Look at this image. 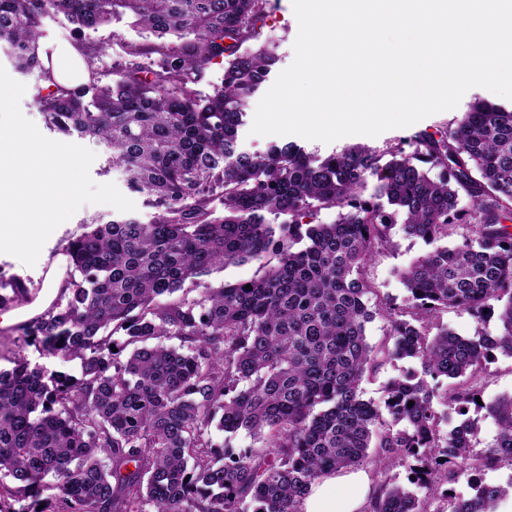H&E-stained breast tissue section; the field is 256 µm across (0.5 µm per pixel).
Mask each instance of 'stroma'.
Returning a JSON list of instances; mask_svg holds the SVG:
<instances>
[{"mask_svg":"<svg viewBox=\"0 0 512 512\" xmlns=\"http://www.w3.org/2000/svg\"><path fill=\"white\" fill-rule=\"evenodd\" d=\"M298 33V22L295 17L292 0H267L264 21L259 30L260 41L277 43L279 61L277 70H284L293 61V44ZM87 42L101 44L105 53L100 59L101 65L128 64L129 49L134 45H148L154 38L149 33L130 26L127 21H115L95 31H87ZM495 101L494 93L475 87L468 90L462 97L457 108L430 115L412 126L391 129L376 137L362 135L348 136L326 144L316 140L304 141L307 151L327 155L344 146L363 144L372 148L383 149L399 146L404 151H412V138L418 132H436L460 113L466 112L474 98ZM84 147L96 154L90 167V176L95 183L115 184L121 192L127 193L136 208L133 215L140 222H150L156 215V208L148 204L145 196L130 191L127 175L123 170L112 169L107 165L106 149L91 139H84ZM113 207L104 204H86L80 207L65 223L61 224L44 244L40 256L34 266L23 265L9 254L0 253V283L5 285L21 284L28 288L29 294L6 307L5 317L0 318V367H9L17 357H25L30 363L44 364L48 368L77 373L76 363L59 358L44 359L40 351L32 346L24 345L18 327L26 319L41 312L54 298L51 280L64 277L66 257L63 249L68 240L83 231L85 223L92 219L111 220ZM392 244L377 253L365 267L363 274L370 282L372 290L368 295L370 303L387 305H404L408 293L400 278L402 270L409 267L418 258L430 252L431 247L422 240L408 236L401 225H394L391 231ZM366 339L378 352L375 364L363 376L360 391L363 399L382 401L385 390L394 378L404 372L418 369L415 360H394L387 356L386 350L392 345L389 327L383 318H375L366 327ZM480 387L483 401L512 394V357L494 353L484 365L480 374Z\"/></svg>","mask_w":512,"mask_h":512,"instance_id":"1","label":"stroma"}]
</instances>
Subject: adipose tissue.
I'll return each mask as SVG.
<instances>
[{
	"label": "adipose tissue",
	"instance_id": "1",
	"mask_svg": "<svg viewBox=\"0 0 512 512\" xmlns=\"http://www.w3.org/2000/svg\"><path fill=\"white\" fill-rule=\"evenodd\" d=\"M53 79L73 88L87 80L88 61L75 46H57L46 63ZM371 493L362 472L332 473L317 480L301 504L302 512H361Z\"/></svg>",
	"mask_w": 512,
	"mask_h": 512
}]
</instances>
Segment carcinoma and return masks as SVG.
Instances as JSON below:
<instances>
[{
	"label": "carcinoma",
	"mask_w": 512,
	"mask_h": 512,
	"mask_svg": "<svg viewBox=\"0 0 512 512\" xmlns=\"http://www.w3.org/2000/svg\"><path fill=\"white\" fill-rule=\"evenodd\" d=\"M265 5L0 0V50L17 72L37 76L46 127L104 143L110 167L158 208L149 224L85 225L64 248L55 299L20 325L24 344L78 361L79 375L22 357L0 369V479L14 481L0 482V512H300L326 473L407 458L424 497L385 481L364 512H430L435 496L449 512H498L512 497V481L478 480L465 499L440 490L463 464L475 473L512 466V396L476 401L484 362L497 350L512 355V108L476 100L448 126L415 136L409 153L353 144L319 158L292 142L243 151L249 100L278 61L270 43L245 47ZM60 14L80 37L126 15L158 39L130 55L160 59L93 68L76 88L45 87L53 78L40 27ZM218 59L224 84L198 96ZM218 193L222 218L212 207ZM333 209L332 223H302ZM271 213L288 220L276 230ZM399 219L435 248L400 273L404 307H372L362 271ZM458 224L468 233L441 244ZM249 261L263 274L183 293L214 267ZM492 300L495 334L465 338L437 323L449 307L481 318ZM377 315L390 324L387 355L421 363V374L390 384L382 406L359 391L374 361L366 324ZM440 377L454 380L441 393L427 382ZM436 399L460 417L445 434ZM472 408L497 428L477 455ZM213 428L263 437L270 450L218 444Z\"/></svg>",
	"instance_id": "cac0c4a2"
}]
</instances>
